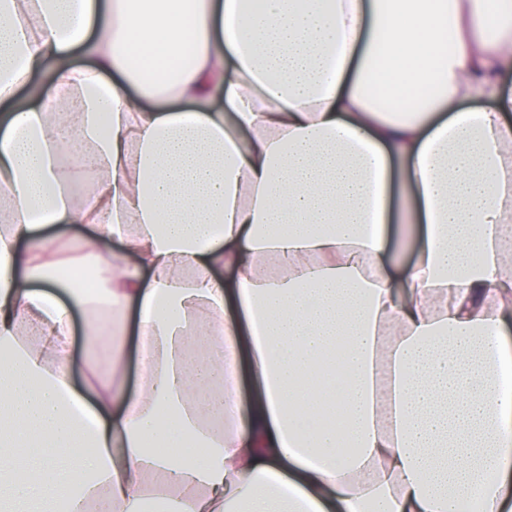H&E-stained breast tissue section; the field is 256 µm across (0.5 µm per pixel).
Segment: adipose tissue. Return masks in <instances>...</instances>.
Segmentation results:
<instances>
[{
	"mask_svg": "<svg viewBox=\"0 0 512 512\" xmlns=\"http://www.w3.org/2000/svg\"><path fill=\"white\" fill-rule=\"evenodd\" d=\"M510 67L512 0H0V512H512ZM139 341L140 338L135 313L132 312L128 318L127 333L125 336V357L120 370V377L126 389L129 391H133L137 388L142 374V367L138 359ZM74 340V354L71 363V373L75 380H80L84 370L85 336L82 331L80 319L76 317Z\"/></svg>",
	"mask_w": 512,
	"mask_h": 512,
	"instance_id": "ef3b65f1",
	"label": "adipose tissue"
}]
</instances>
